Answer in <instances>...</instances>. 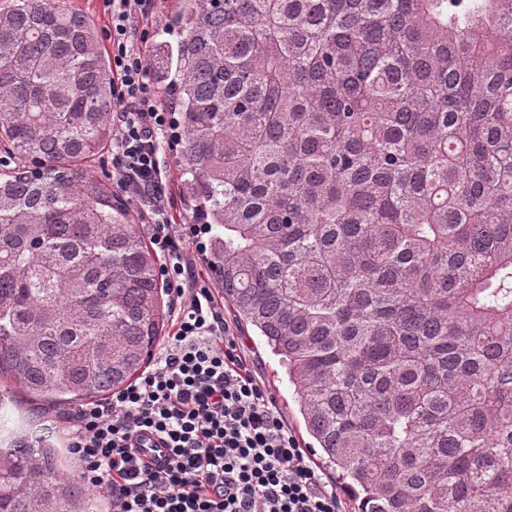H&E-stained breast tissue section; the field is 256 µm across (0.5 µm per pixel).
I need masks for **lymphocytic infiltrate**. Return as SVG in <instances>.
Masks as SVG:
<instances>
[{"label":"lymphocytic infiltrate","mask_w":512,"mask_h":512,"mask_svg":"<svg viewBox=\"0 0 512 512\" xmlns=\"http://www.w3.org/2000/svg\"><path fill=\"white\" fill-rule=\"evenodd\" d=\"M104 3L111 17L112 175L152 228L177 316L162 355L138 381L69 415L76 476L106 494L111 512H342L339 493L321 486L248 368L209 279L184 261L161 156L175 136V117L150 78L145 52L156 0ZM146 439L165 448L162 461L141 458Z\"/></svg>","instance_id":"1"}]
</instances>
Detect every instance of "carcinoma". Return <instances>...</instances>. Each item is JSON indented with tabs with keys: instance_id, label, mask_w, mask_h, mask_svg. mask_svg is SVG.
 I'll list each match as a JSON object with an SVG mask.
<instances>
[{
	"instance_id": "carcinoma-1",
	"label": "carcinoma",
	"mask_w": 512,
	"mask_h": 512,
	"mask_svg": "<svg viewBox=\"0 0 512 512\" xmlns=\"http://www.w3.org/2000/svg\"><path fill=\"white\" fill-rule=\"evenodd\" d=\"M150 70L183 200L358 512H512V0H177ZM112 65L69 0L0 8V512H88L13 390L131 384L159 258L87 167Z\"/></svg>"
}]
</instances>
